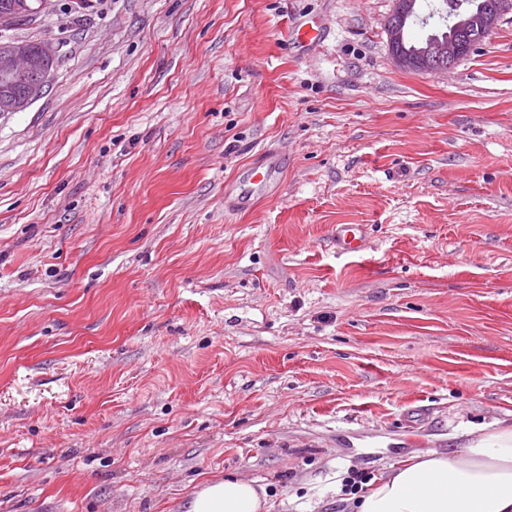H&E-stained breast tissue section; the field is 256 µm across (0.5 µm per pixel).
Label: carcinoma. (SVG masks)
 Returning <instances> with one entry per match:
<instances>
[{"mask_svg":"<svg viewBox=\"0 0 512 512\" xmlns=\"http://www.w3.org/2000/svg\"><path fill=\"white\" fill-rule=\"evenodd\" d=\"M40 0H0V25H14L30 22L41 14ZM33 59L30 76L39 74L37 83H29V76L7 73L0 70V112H19L32 99L39 96L46 87L48 78L56 63L55 54L49 43L24 40Z\"/></svg>","mask_w":512,"mask_h":512,"instance_id":"carcinoma-1","label":"carcinoma"}]
</instances>
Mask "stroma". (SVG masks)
<instances>
[{
  "instance_id": "obj_1",
  "label": "stroma",
  "mask_w": 512,
  "mask_h": 512,
  "mask_svg": "<svg viewBox=\"0 0 512 512\" xmlns=\"http://www.w3.org/2000/svg\"><path fill=\"white\" fill-rule=\"evenodd\" d=\"M395 7L0 28L57 57L0 112V512H184L228 473L347 512L338 478L512 424V7L446 73L394 61ZM275 151L268 196L242 173ZM336 249L344 254H358L364 250L366 230L364 224H338L333 231Z\"/></svg>"
}]
</instances>
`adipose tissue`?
Listing matches in <instances>:
<instances>
[{"label":"adipose tissue","mask_w":512,"mask_h":512,"mask_svg":"<svg viewBox=\"0 0 512 512\" xmlns=\"http://www.w3.org/2000/svg\"><path fill=\"white\" fill-rule=\"evenodd\" d=\"M352 512H512V427L412 457L351 498ZM186 512H268V492L228 475L203 484Z\"/></svg>","instance_id":"obj_1"}]
</instances>
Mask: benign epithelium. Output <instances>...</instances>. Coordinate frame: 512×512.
Returning a JSON list of instances; mask_svg holds the SVG:
<instances>
[{
	"mask_svg": "<svg viewBox=\"0 0 512 512\" xmlns=\"http://www.w3.org/2000/svg\"><path fill=\"white\" fill-rule=\"evenodd\" d=\"M508 6V0H473L456 14L453 24L458 34L436 36L427 41L414 55L401 51L405 42L404 19H389L386 32L391 53L397 64L406 69L447 72L462 58L468 48V40H484L489 36L500 13ZM0 67L25 72L28 61L25 53L17 51L0 57Z\"/></svg>",
	"mask_w": 512,
	"mask_h": 512,
	"instance_id": "obj_1",
	"label": "benign epithelium"
}]
</instances>
